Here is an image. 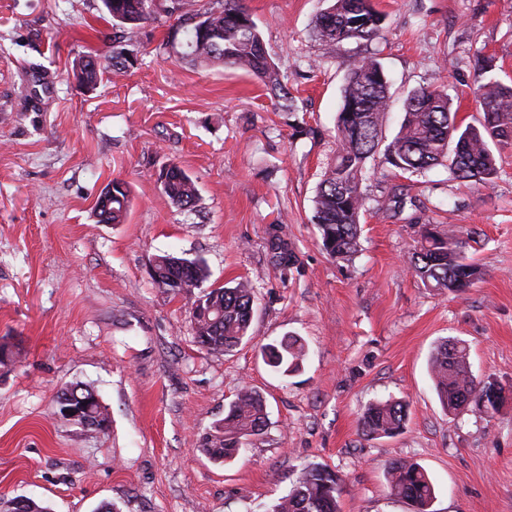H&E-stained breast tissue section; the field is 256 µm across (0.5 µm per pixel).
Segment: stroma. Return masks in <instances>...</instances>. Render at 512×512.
<instances>
[{
    "label": "stroma",
    "mask_w": 512,
    "mask_h": 512,
    "mask_svg": "<svg viewBox=\"0 0 512 512\" xmlns=\"http://www.w3.org/2000/svg\"><path fill=\"white\" fill-rule=\"evenodd\" d=\"M241 3L296 111L251 75L185 63L176 16L118 29L101 0H0V343L20 352L0 367V497L50 512H263L315 463L343 479L340 512H414L387 480L407 461L434 486L430 512H512V402L488 417L447 411L430 372L436 345L460 340L477 380L512 389V144L487 185L443 165L417 178L369 163L350 258L329 255L313 222L350 62L377 57L390 81L384 141L420 85L444 88L458 120L477 123L476 60L512 80V0H372L378 36L331 56L313 35L329 0ZM116 47L137 65L84 91L74 60ZM37 74L45 88L25 103L19 89ZM172 161L196 183L194 211L162 192ZM114 179L130 211L102 224L95 205ZM396 192L403 210H376ZM426 224L466 230L473 286L440 293L415 275ZM277 241L289 264L276 262ZM165 252L203 259L211 287L254 281L248 341L199 348L184 299L149 275ZM288 335L308 353L283 375L260 349ZM76 382L96 386L104 430L56 415L57 392ZM244 386L265 399V432L213 462L203 440ZM389 399L408 405L403 431L366 436L365 406Z\"/></svg>",
    "instance_id": "stroma-1"
}]
</instances>
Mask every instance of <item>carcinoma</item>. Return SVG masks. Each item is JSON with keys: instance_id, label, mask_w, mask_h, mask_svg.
<instances>
[{"instance_id": "1", "label": "carcinoma", "mask_w": 512, "mask_h": 512, "mask_svg": "<svg viewBox=\"0 0 512 512\" xmlns=\"http://www.w3.org/2000/svg\"><path fill=\"white\" fill-rule=\"evenodd\" d=\"M112 25H138L152 19L159 10L157 0H102ZM382 15L368 0H332L317 18L315 37L325 53L333 55L336 46L350 39L375 38ZM187 47L186 57L193 63H221L241 69L259 79L282 101V107L296 111L288 88V78L270 60L256 22L240 0H213L204 13H193L181 24ZM136 58L122 50L102 60L90 52L75 60L79 81L94 87L111 72L124 73ZM489 62L475 72L476 102L482 120L480 127L462 125L451 111L448 95L429 86L408 92L404 99V119L392 141L382 144V117L389 107V81L381 62L364 57L349 65L343 106L336 120V158L324 174L315 199V223L322 245L332 256L343 258L357 251L361 226L359 217L366 205L361 184L366 164L378 153L403 173L424 176L437 165L448 162V171L457 180L488 184L497 170L491 146L512 142V85L491 75ZM162 191L171 203L192 211L198 189L192 177L178 164L164 165L159 173ZM130 207L125 182L112 181V197L99 198L96 214L102 224H120ZM463 230L423 225L420 240L410 252L415 274L437 291H462L481 276L479 267L465 252ZM207 265L200 259L173 254L155 257L153 280L166 291L187 300L194 342L210 353L233 350L247 337L255 302L254 286L241 279L233 286L205 289ZM268 366L284 375L298 371L305 347L295 336H285L276 344L262 347ZM431 373L442 405L457 410L468 398L482 397L484 386L475 380L469 362V349L449 340L438 344L431 356ZM82 401L90 402V412L78 425L94 430V422L108 418L106 408L96 401L95 389L84 383L69 387ZM407 404L395 400L366 407L360 425L372 438L393 437L405 427ZM267 416L262 395L242 389L224 409V420L206 437L203 452L215 462L235 458L252 437L264 433ZM391 490L427 512L434 498V487L415 463L394 462L388 470ZM344 491L342 479L320 465L300 470L288 494L280 497L267 512H339Z\"/></svg>"}]
</instances>
